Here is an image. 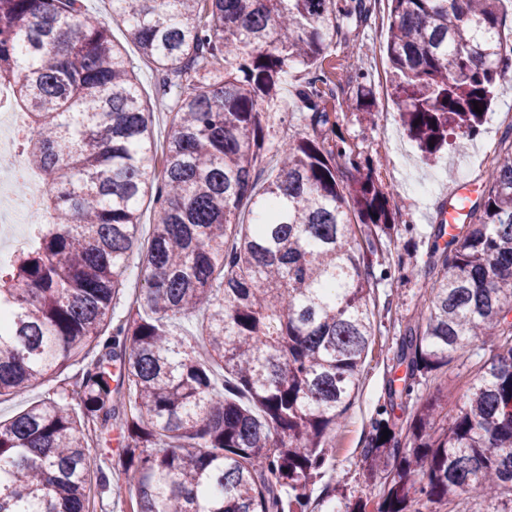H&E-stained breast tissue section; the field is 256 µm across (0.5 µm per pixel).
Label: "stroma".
<instances>
[{
    "label": "stroma",
    "mask_w": 512,
    "mask_h": 512,
    "mask_svg": "<svg viewBox=\"0 0 512 512\" xmlns=\"http://www.w3.org/2000/svg\"><path fill=\"white\" fill-rule=\"evenodd\" d=\"M387 11L386 0H381L378 14L362 21L341 20V39L320 66L329 86L336 89L334 95L324 96L322 105L335 120L337 135L344 137L361 157L373 161L379 182L390 193L389 205L396 224L391 235L381 234L373 240L370 273L375 340L363 365L359 388L332 440L331 464L312 490L314 497L331 504L340 503L345 495L371 498L376 494L364 483L358 460L371 420L386 398L388 379L404 374L391 358L400 330L417 322L424 300V284L432 263L429 217L453 181L467 179L477 186L485 185L488 167L480 162L477 150L487 142L500 146L508 123L497 120L496 115L512 107V83H507L498 88L479 134L458 139L442 152L437 165L424 163L415 143L409 140L404 143L403 155H393L384 139L383 126L388 123L398 131L402 125L393 103L384 52L388 23L383 15ZM134 65L141 99L153 114V140L163 144L170 116L157 95L153 66L140 58ZM309 78L308 70L299 66L289 71L281 85V100L270 112L266 126L268 148L258 165L259 186H266L269 176L278 169L275 145L290 135L312 132L302 99ZM472 379L469 366L458 365L449 369L439 383L421 388L420 393L459 406L466 399Z\"/></svg>",
    "instance_id": "35a3bbf8"
}]
</instances>
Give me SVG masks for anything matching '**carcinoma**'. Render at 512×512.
Masks as SVG:
<instances>
[{
  "label": "carcinoma",
  "instance_id": "obj_1",
  "mask_svg": "<svg viewBox=\"0 0 512 512\" xmlns=\"http://www.w3.org/2000/svg\"><path fill=\"white\" fill-rule=\"evenodd\" d=\"M109 2L169 102L160 159L134 65L105 22L81 0H0V85L26 111L18 146L51 216L0 262V398L80 365L0 421V512H88V448L114 435L111 467L136 487L127 512H316L311 486L375 336L374 248L356 227L395 224L372 163L327 137L319 75L303 91L314 135L278 145L261 193L254 174L282 77L317 67L337 17L364 18L366 0ZM388 2L392 95L434 163L448 136L479 133L512 75L503 0ZM504 139L469 223L429 267L425 328L400 337L403 386L389 384L360 453L376 512H458L470 491L490 512L512 505L511 124ZM150 191L144 272L114 321ZM245 199L253 224L235 222ZM198 316L193 339L176 331ZM477 341L489 356L462 407L413 397ZM96 485L122 498L101 467Z\"/></svg>",
  "mask_w": 512,
  "mask_h": 512
}]
</instances>
